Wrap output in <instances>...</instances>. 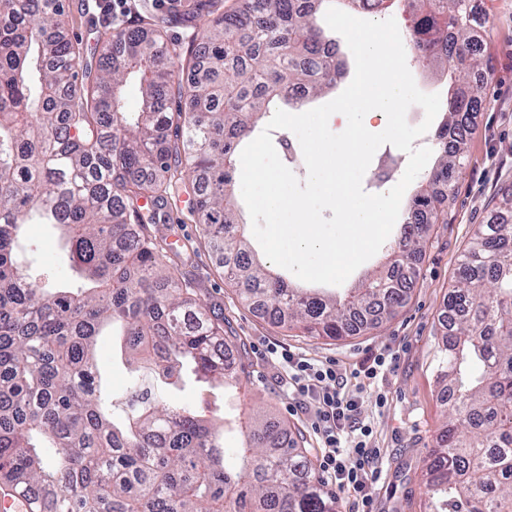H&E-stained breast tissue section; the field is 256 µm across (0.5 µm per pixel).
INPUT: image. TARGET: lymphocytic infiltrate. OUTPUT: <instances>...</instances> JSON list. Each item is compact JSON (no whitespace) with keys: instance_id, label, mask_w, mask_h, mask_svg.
<instances>
[{"instance_id":"1","label":"lymphocytic infiltrate","mask_w":512,"mask_h":512,"mask_svg":"<svg viewBox=\"0 0 512 512\" xmlns=\"http://www.w3.org/2000/svg\"><path fill=\"white\" fill-rule=\"evenodd\" d=\"M285 385L305 400L316 438V467L327 482L351 498L359 512H372V486L381 477V451L371 442L372 429L358 417L357 391L385 376L391 363L385 354L342 374L332 362H311L302 354L281 351ZM356 391L347 394V383Z\"/></svg>"}]
</instances>
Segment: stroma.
I'll use <instances>...</instances> for the list:
<instances>
[{"label": "stroma", "mask_w": 512, "mask_h": 512, "mask_svg": "<svg viewBox=\"0 0 512 512\" xmlns=\"http://www.w3.org/2000/svg\"><path fill=\"white\" fill-rule=\"evenodd\" d=\"M491 31L488 53L492 77L486 106L478 112L467 145L468 160L448 202V221L435 225L430 242L418 264V273L402 308L371 331L340 341L310 339L278 327L244 305L236 288L224 278L203 239L200 225L191 222L188 211L194 202L180 196L158 225L157 236L187 247L191 260L187 271L198 286L200 301L224 315V335L230 339L229 354L240 362L239 386L226 388L196 381L186 374L184 390H167L175 404L191 401L206 418L224 424L227 464H234L242 434L239 415L256 406L300 431L306 449L316 440L306 421L298 396L279 384L283 366L276 350L287 349L314 360H332L343 370L356 367L367 357L394 353L393 371L378 388L360 398V417L373 429L372 442L381 450L382 476L375 484V512H423L425 485L420 475L422 461L434 443L443 421L437 400L434 371L437 365L438 315L453 283L457 260L477 225L486 223L501 192L512 187V0H478ZM201 0H132L128 15L107 19L94 0H66L67 33L93 45L100 30L137 25L141 17L168 18L166 35L186 39L189 31L180 19L195 12ZM22 243L34 251V276L49 283L77 282L65 258L61 231L50 224L27 225ZM102 381L115 395H125L132 367L119 344L101 337L97 348ZM385 407L375 403L377 395Z\"/></svg>", "instance_id": "obj_1"}]
</instances>
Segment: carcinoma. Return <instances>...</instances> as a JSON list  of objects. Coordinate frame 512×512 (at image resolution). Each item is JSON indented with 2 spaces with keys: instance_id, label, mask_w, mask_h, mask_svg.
Listing matches in <instances>:
<instances>
[{
  "instance_id": "carcinoma-1",
  "label": "carcinoma",
  "mask_w": 512,
  "mask_h": 512,
  "mask_svg": "<svg viewBox=\"0 0 512 512\" xmlns=\"http://www.w3.org/2000/svg\"><path fill=\"white\" fill-rule=\"evenodd\" d=\"M371 1L385 2L235 0L221 13L205 4L185 21L184 43L158 28L106 31L92 67L88 47L61 31L65 0H0V480L33 496L34 512H338L297 434L259 409L233 467L190 404L142 393L116 415L97 345L110 325L127 361L161 366L164 385L187 369L239 383L224 317L197 302L178 248L152 231L182 191L225 279L278 326L341 340L403 306L433 226L448 223L446 199L485 101L477 0H396L412 18L415 60L461 78L388 270L337 293L300 288L256 258L234 203L240 150L272 107L299 108L336 84L338 44L318 14ZM161 57L170 68L157 67ZM131 80L135 112L124 101ZM26 224L60 226L88 285L37 282L21 257ZM438 324L445 411L423 460L425 512H512L511 188L461 254Z\"/></svg>"
}]
</instances>
